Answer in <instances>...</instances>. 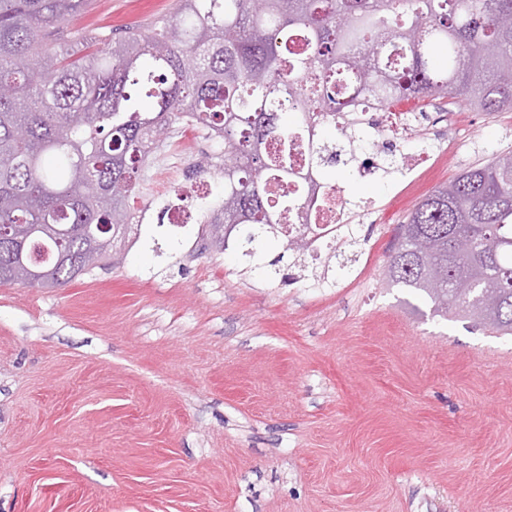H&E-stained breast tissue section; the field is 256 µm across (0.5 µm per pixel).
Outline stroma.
Here are the masks:
<instances>
[{"label": "stroma", "mask_w": 512, "mask_h": 512, "mask_svg": "<svg viewBox=\"0 0 512 512\" xmlns=\"http://www.w3.org/2000/svg\"><path fill=\"white\" fill-rule=\"evenodd\" d=\"M175 0H92L62 23L121 37ZM458 125L433 178L326 181L371 204L359 263L316 279L278 241L250 268L207 228L158 227V185L217 145L177 135L137 183L141 235L59 288L0 285V512H512V337L388 287L415 205L512 150V112Z\"/></svg>", "instance_id": "1"}]
</instances>
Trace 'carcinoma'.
<instances>
[{
  "instance_id": "cac0c4a2",
  "label": "carcinoma",
  "mask_w": 512,
  "mask_h": 512,
  "mask_svg": "<svg viewBox=\"0 0 512 512\" xmlns=\"http://www.w3.org/2000/svg\"><path fill=\"white\" fill-rule=\"evenodd\" d=\"M88 0H0V285L63 286L107 261L146 207L136 174L179 126L209 134L219 156L194 164L224 198L192 207L212 244L242 256L270 237L296 260L303 233L285 215L313 199L282 191L289 148L312 136L306 169L350 144L336 84L355 70L387 107L448 95L512 112V0H176L170 15L114 40L56 28ZM390 287L425 294L512 335V152L495 154L426 195L388 256Z\"/></svg>"
}]
</instances>
